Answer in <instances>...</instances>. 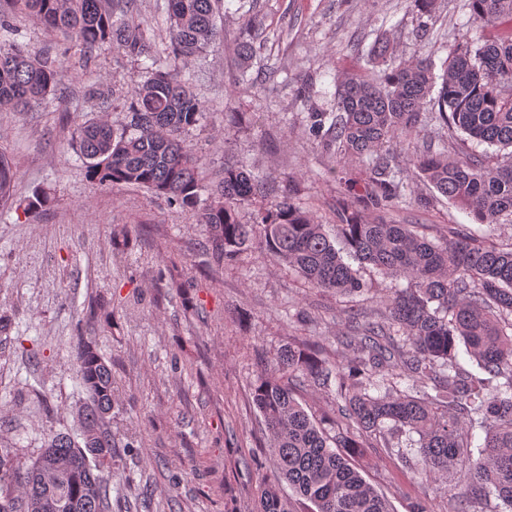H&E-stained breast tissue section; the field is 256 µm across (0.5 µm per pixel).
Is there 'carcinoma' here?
<instances>
[{
    "label": "carcinoma",
    "mask_w": 512,
    "mask_h": 512,
    "mask_svg": "<svg viewBox=\"0 0 512 512\" xmlns=\"http://www.w3.org/2000/svg\"><path fill=\"white\" fill-rule=\"evenodd\" d=\"M220 3L166 0L172 49L161 57L150 53L123 0H0V107L28 110L64 74L59 56L17 40V14L66 35L86 58L112 48L143 54L151 64L127 96L129 123L116 131L96 119L76 129L90 182L165 195L208 226L218 257L232 261L257 243L312 288L360 294L368 266L407 280L391 289L384 310L346 314L361 335L352 356L330 362L290 343L257 378L252 403L276 464L259 486L256 512H296L281 493L284 482L311 504L309 512H391L352 463L373 437L422 481L457 474L466 493L448 494V512H512V246L494 240L499 219L512 217V0H467L475 37L448 55L440 75L431 58L405 59L387 39L375 40L371 55L385 69L369 75L336 66L335 111L309 113L312 134L340 162L367 160L365 208L399 206L405 181L421 177L479 225L450 227L438 242L341 205L329 231L285 198L244 224L238 205L266 191L264 177L244 163L224 167L214 196L201 202L197 158L183 134L204 108L185 68L216 42ZM430 102L448 138L403 151L420 134ZM458 132L471 146L451 151ZM13 178L0 153V206L10 200ZM461 345L476 371L461 366ZM76 371L88 395L79 436H52L23 473L0 453V512H104L115 454L105 422L114 403L112 367L83 342ZM297 383L334 395L336 416L311 417L294 397ZM477 430L484 437L475 446ZM493 499L497 506L486 510Z\"/></svg>",
    "instance_id": "obj_1"
}]
</instances>
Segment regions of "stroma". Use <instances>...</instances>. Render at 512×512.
<instances>
[{
    "label": "stroma",
    "instance_id": "35a3bbf8",
    "mask_svg": "<svg viewBox=\"0 0 512 512\" xmlns=\"http://www.w3.org/2000/svg\"><path fill=\"white\" fill-rule=\"evenodd\" d=\"M465 0H438L432 16L412 0H223L216 43L186 72L205 115L185 139L202 164L204 191L225 164L245 161L276 196L321 223L336 202L363 193L359 163L336 164L309 131V115L335 109L337 64L366 69L376 37L404 56L440 61L469 37ZM154 52L169 48L165 0H128ZM250 40L254 54L237 52ZM145 58L122 49L95 53L87 66L66 59L53 94L25 112L0 110V151L16 176L0 207V445L19 466L47 435L75 434L86 393L76 375L79 342H94L112 364L110 426L116 454L106 512H253L274 456L251 401L257 377L287 344L314 342L323 358L348 356L336 338L357 297L308 288L258 248L217 260L206 225L166 196L126 184L99 187L75 152L79 124L101 118L121 129L124 95L142 81ZM107 85L101 110L92 87ZM51 201L28 209L35 194ZM406 205L387 210L437 240L474 222L408 183ZM430 198L422 208L417 197ZM355 463L393 512L425 504L447 512V480L418 483L381 447Z\"/></svg>",
    "mask_w": 512,
    "mask_h": 512
}]
</instances>
